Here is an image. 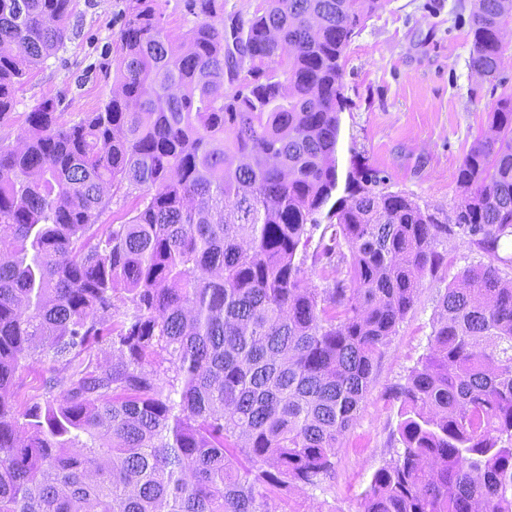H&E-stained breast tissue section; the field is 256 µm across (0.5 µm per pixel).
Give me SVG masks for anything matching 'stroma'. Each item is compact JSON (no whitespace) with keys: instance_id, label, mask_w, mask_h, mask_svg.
Wrapping results in <instances>:
<instances>
[{"instance_id":"stroma-1","label":"stroma","mask_w":512,"mask_h":512,"mask_svg":"<svg viewBox=\"0 0 512 512\" xmlns=\"http://www.w3.org/2000/svg\"><path fill=\"white\" fill-rule=\"evenodd\" d=\"M457 0H387L347 50L343 73L348 106L340 114L339 174L352 156L380 170L385 187L403 192L447 220L460 189L458 168L475 138L492 135L490 110L500 93L512 91V49L500 69L502 89L471 72L468 18ZM125 0H77L68 38L56 56L21 87L10 118L0 127L15 140L28 112L43 99L57 103L62 121L102 107L115 81L113 58ZM444 263L426 274L413 308L381 350L368 392L336 450L331 480L291 491L293 512H363L375 472L393 456L400 423L394 395L427 353L437 305L464 270L485 255L463 232L439 247Z\"/></svg>"}]
</instances>
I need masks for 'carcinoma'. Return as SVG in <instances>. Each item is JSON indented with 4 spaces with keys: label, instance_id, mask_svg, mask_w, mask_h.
Masks as SVG:
<instances>
[{
    "label": "carcinoma",
    "instance_id": "obj_1",
    "mask_svg": "<svg viewBox=\"0 0 512 512\" xmlns=\"http://www.w3.org/2000/svg\"><path fill=\"white\" fill-rule=\"evenodd\" d=\"M75 2L0 0V124ZM385 2L186 0L178 41L161 0H125L108 102L68 124L45 99L0 140V512H294L333 472L452 233L364 165L333 199L346 50ZM509 26L512 0H471V70L498 78ZM492 129L456 206L488 263L441 297L363 512H512V94ZM48 360L68 376L23 399ZM55 376V377H65L66 372L62 370L61 365H53L51 363H45L41 367H36V371L34 372H22L20 374V378L18 380V384L20 386L21 392L26 395V397L36 400L42 401L43 390L41 388V376Z\"/></svg>",
    "mask_w": 512,
    "mask_h": 512
}]
</instances>
